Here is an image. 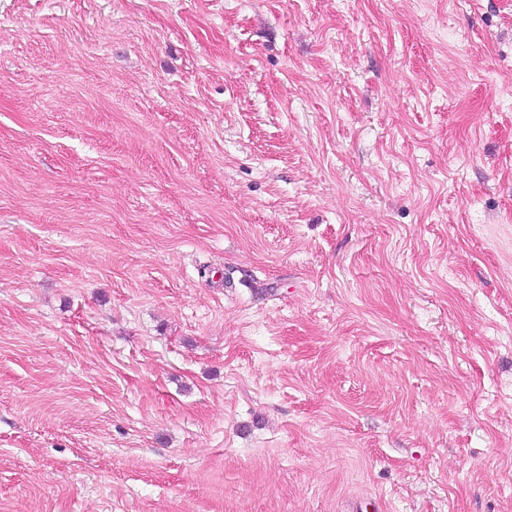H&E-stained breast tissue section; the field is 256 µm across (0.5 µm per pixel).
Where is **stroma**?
<instances>
[{
    "label": "stroma",
    "mask_w": 512,
    "mask_h": 512,
    "mask_svg": "<svg viewBox=\"0 0 512 512\" xmlns=\"http://www.w3.org/2000/svg\"><path fill=\"white\" fill-rule=\"evenodd\" d=\"M512 512V0H0V512Z\"/></svg>",
    "instance_id": "35a3bbf8"
}]
</instances>
